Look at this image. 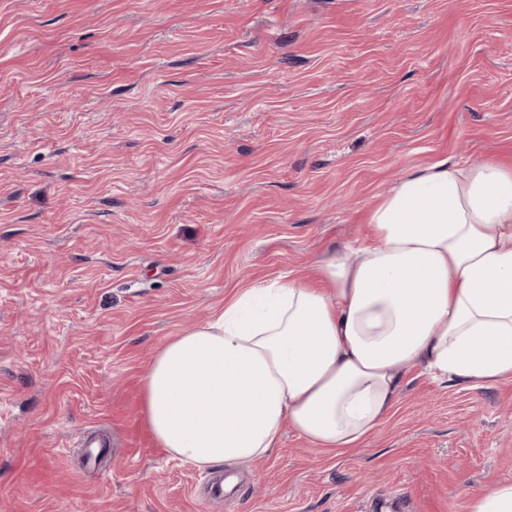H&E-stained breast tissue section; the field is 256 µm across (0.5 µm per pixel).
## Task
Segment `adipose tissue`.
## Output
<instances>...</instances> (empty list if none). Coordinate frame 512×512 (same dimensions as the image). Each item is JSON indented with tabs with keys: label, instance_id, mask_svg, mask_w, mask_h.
<instances>
[{
	"label": "adipose tissue",
	"instance_id": "adipose-tissue-1",
	"mask_svg": "<svg viewBox=\"0 0 512 512\" xmlns=\"http://www.w3.org/2000/svg\"><path fill=\"white\" fill-rule=\"evenodd\" d=\"M367 222L312 278L242 289L159 348L143 419L161 447L198 467L245 463L288 425L313 448H357L408 370L512 379V166L416 168Z\"/></svg>",
	"mask_w": 512,
	"mask_h": 512
}]
</instances>
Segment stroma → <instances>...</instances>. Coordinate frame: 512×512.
<instances>
[{
	"mask_svg": "<svg viewBox=\"0 0 512 512\" xmlns=\"http://www.w3.org/2000/svg\"><path fill=\"white\" fill-rule=\"evenodd\" d=\"M444 159L512 164V0H0V512H469L512 481V380L409 371L365 446L284 428L235 506L142 416L159 347Z\"/></svg>",
	"mask_w": 512,
	"mask_h": 512,
	"instance_id": "35a3bbf8",
	"label": "stroma"
}]
</instances>
